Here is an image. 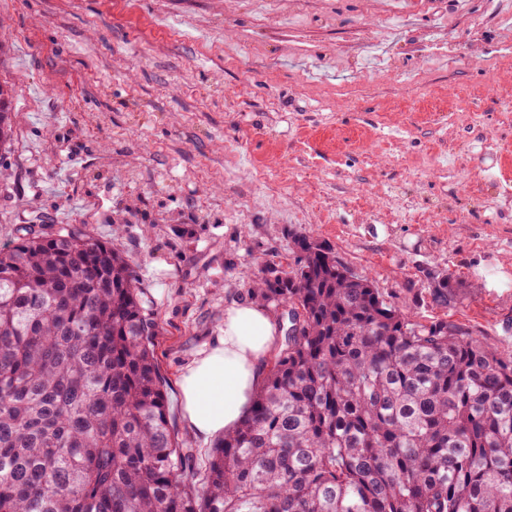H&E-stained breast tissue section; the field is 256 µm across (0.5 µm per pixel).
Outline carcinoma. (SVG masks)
Masks as SVG:
<instances>
[{
  "label": "carcinoma",
  "instance_id": "carcinoma-1",
  "mask_svg": "<svg viewBox=\"0 0 512 512\" xmlns=\"http://www.w3.org/2000/svg\"><path fill=\"white\" fill-rule=\"evenodd\" d=\"M13 136L0 86V148ZM295 244L251 279L288 328L200 473L130 261L80 224L20 226L0 247V512H512V354ZM462 287L429 285L441 307Z\"/></svg>",
  "mask_w": 512,
  "mask_h": 512
}]
</instances>
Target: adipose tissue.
Instances as JSON below:
<instances>
[{"label": "adipose tissue", "instance_id": "adipose-tissue-1", "mask_svg": "<svg viewBox=\"0 0 512 512\" xmlns=\"http://www.w3.org/2000/svg\"><path fill=\"white\" fill-rule=\"evenodd\" d=\"M277 339V323L263 308L235 302L225 309L223 335L179 375L191 438L207 440L237 427Z\"/></svg>", "mask_w": 512, "mask_h": 512}]
</instances>
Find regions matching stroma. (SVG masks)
I'll return each mask as SVG.
<instances>
[{
	"mask_svg": "<svg viewBox=\"0 0 512 512\" xmlns=\"http://www.w3.org/2000/svg\"><path fill=\"white\" fill-rule=\"evenodd\" d=\"M0 83V246L41 220L128 256L198 468L178 375L295 235L512 353V0H0ZM7 89L0 86V148H6L14 136V116ZM428 288H431L430 294L436 305L447 307L448 302L456 301L460 298V290L458 288H465V285L452 279L447 274H442L433 278Z\"/></svg>",
	"mask_w": 512,
	"mask_h": 512,
	"instance_id": "35a3bbf8",
	"label": "stroma"
}]
</instances>
